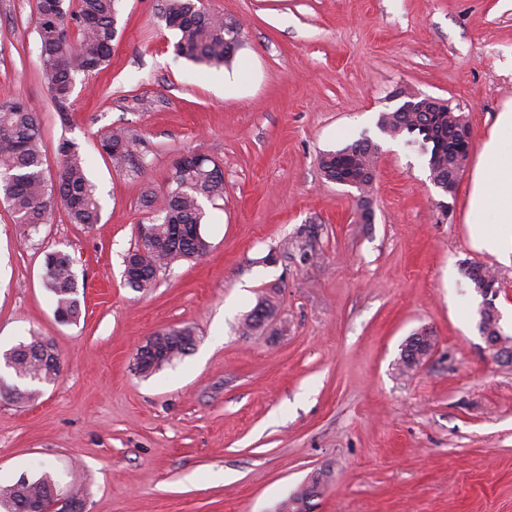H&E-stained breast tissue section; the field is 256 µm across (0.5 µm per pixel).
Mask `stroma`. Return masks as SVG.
<instances>
[{
    "instance_id": "1",
    "label": "stroma",
    "mask_w": 512,
    "mask_h": 512,
    "mask_svg": "<svg viewBox=\"0 0 512 512\" xmlns=\"http://www.w3.org/2000/svg\"><path fill=\"white\" fill-rule=\"evenodd\" d=\"M158 0H120L112 56L78 74L69 121L42 80L35 0H0V100L37 112L55 178L76 140L101 221L63 207L25 237L0 204V353L38 333L59 376L34 400L0 399V484L49 474L78 512H278L308 488L311 512H512V361L478 330L482 298L462 273L491 267L512 336V265L470 241L475 166L512 102V0H204L242 27L230 65L175 57ZM448 100L473 137L454 196L407 136L378 128L398 92ZM138 134L143 174L115 171L97 139ZM379 146L362 223L356 188L319 158L361 138ZM224 170L201 226L206 257L123 281V257L175 160ZM70 255L82 314L60 322L44 257ZM275 313L243 334L259 298ZM189 326L187 355L152 375L138 349ZM429 356L398 370L407 338Z\"/></svg>"
}]
</instances>
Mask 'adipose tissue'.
Masks as SVG:
<instances>
[{
	"mask_svg": "<svg viewBox=\"0 0 512 512\" xmlns=\"http://www.w3.org/2000/svg\"><path fill=\"white\" fill-rule=\"evenodd\" d=\"M473 245L512 263V104H505L484 141L470 198Z\"/></svg>",
	"mask_w": 512,
	"mask_h": 512,
	"instance_id": "1",
	"label": "adipose tissue"
}]
</instances>
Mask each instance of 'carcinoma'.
<instances>
[{
  "instance_id": "obj_1",
  "label": "carcinoma",
  "mask_w": 512,
  "mask_h": 512,
  "mask_svg": "<svg viewBox=\"0 0 512 512\" xmlns=\"http://www.w3.org/2000/svg\"><path fill=\"white\" fill-rule=\"evenodd\" d=\"M119 0H78L68 11L63 0H36L35 26L40 41L41 75L58 111L69 119L74 77L92 73L106 64L116 37ZM162 18L178 34L174 54L198 66L213 68L230 64L242 45L240 27L224 15L207 9L202 0H162ZM387 136L407 133L419 138L429 154L428 166L434 185L445 195L456 188L457 171L467 156V133L446 112H384L378 120ZM137 135L125 127L101 133L98 149L122 173L137 177L144 168L136 162ZM376 143L368 139L322 155L321 169L327 179L336 180V156H353L360 165L373 168ZM60 166L56 179L46 177V157L36 113L20 99L0 101V200L13 213L15 223L27 235L47 223L52 208L62 203L74 224L92 225L100 221V204L86 174L85 158L72 140L59 143ZM224 198L221 165L208 156L187 152L174 163L163 193L149 192L143 206L151 214L154 241L141 242L126 258L139 267V279L129 284L135 290L154 285L156 273L184 260H197L209 252L202 236L195 238L178 230L181 224L204 223L202 201ZM464 276L483 288H500L499 280L482 264L466 262ZM44 284L55 301V313L62 322H75L81 315L78 280L70 256L51 251L44 259ZM274 312L268 298L258 299L242 322L244 332H255ZM195 345L192 328L175 327L155 333L152 349L139 353L136 370L149 375L187 354ZM16 377L32 382H50L60 373L53 345L40 336H31L0 356ZM57 487L47 476H22L0 486V505L6 512H46L48 498Z\"/></svg>"
}]
</instances>
